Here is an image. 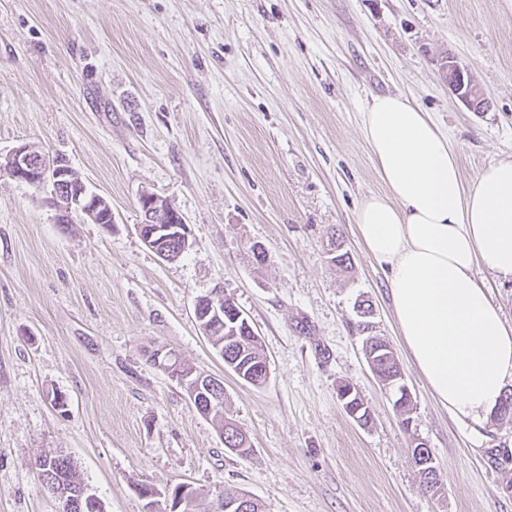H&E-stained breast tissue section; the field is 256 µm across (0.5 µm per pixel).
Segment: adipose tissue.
I'll return each mask as SVG.
<instances>
[{
    "mask_svg": "<svg viewBox=\"0 0 512 512\" xmlns=\"http://www.w3.org/2000/svg\"><path fill=\"white\" fill-rule=\"evenodd\" d=\"M361 121L388 191L360 204L358 234L389 270L400 334L431 393L481 423L512 382V327L473 276L480 266L512 278V159L469 188L447 136L407 97L371 96Z\"/></svg>",
    "mask_w": 512,
    "mask_h": 512,
    "instance_id": "adipose-tissue-1",
    "label": "adipose tissue"
}]
</instances>
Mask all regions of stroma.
I'll return each instance as SVG.
<instances>
[{"label": "stroma", "mask_w": 512, "mask_h": 512, "mask_svg": "<svg viewBox=\"0 0 512 512\" xmlns=\"http://www.w3.org/2000/svg\"><path fill=\"white\" fill-rule=\"evenodd\" d=\"M450 58L488 111L449 90ZM386 93L430 113L466 184L511 158L512 0H0V154L65 157L114 216L109 229L58 223L50 189L0 171V512H57L41 453L70 456L105 512H145L136 484L183 482L239 488L266 512H512L486 458L512 448V421L458 420L432 396L388 271L356 233L360 203L387 190L361 126L366 100ZM145 189L189 226L178 260L138 233ZM335 230L345 269L327 254ZM220 292L261 338V386L225 369L195 319V300ZM361 297L398 356L410 429L353 327ZM158 348L223 381L250 454L225 448L150 362ZM341 380L370 424L343 410ZM416 438L438 494L415 474ZM336 394L347 414L355 421V417L367 425L372 420L371 410L355 386L347 380L339 381Z\"/></svg>", "instance_id": "35a3bbf8"}]
</instances>
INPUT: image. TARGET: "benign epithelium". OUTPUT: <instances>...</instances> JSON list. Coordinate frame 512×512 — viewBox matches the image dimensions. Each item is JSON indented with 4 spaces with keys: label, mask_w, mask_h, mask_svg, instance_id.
<instances>
[{
    "label": "benign epithelium",
    "mask_w": 512,
    "mask_h": 512,
    "mask_svg": "<svg viewBox=\"0 0 512 512\" xmlns=\"http://www.w3.org/2000/svg\"><path fill=\"white\" fill-rule=\"evenodd\" d=\"M457 79L448 80V88L466 105L472 100L483 99L478 86L471 82L465 83L464 71L452 64ZM0 170L5 171L13 180L41 188L49 185L55 196L59 209V220L68 222L71 214L76 212L85 219L105 227L114 223L112 211H107L109 217L100 221L97 212L110 204L101 195L88 189L85 183L74 174L67 162L61 158H49L38 152L28 144H22L13 149L0 162ZM139 207L142 213L141 224L138 231L143 242L153 249L165 260L179 258L191 246L190 230L185 224L182 215L167 200L154 193L144 190L139 196ZM170 238L179 242V249L168 251L162 248V243ZM194 315L202 324L204 333H209L213 323L224 322V297L204 296L194 303ZM192 489L190 483H179L166 491L167 500L170 501V512H191V497L187 493ZM55 498L59 502V512H104L103 505L98 497L85 488L64 489L56 491Z\"/></svg>",
    "instance_id": "7a95c632"
}]
</instances>
